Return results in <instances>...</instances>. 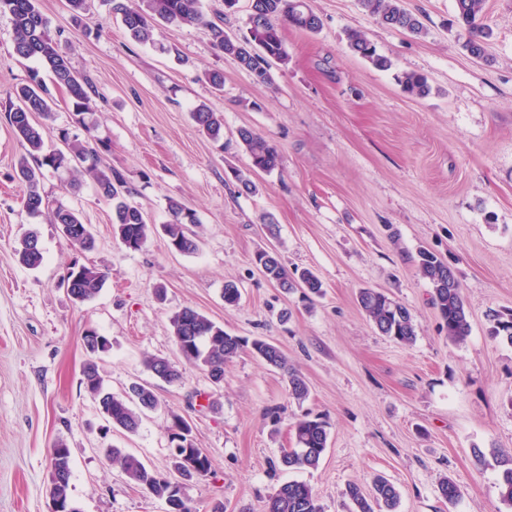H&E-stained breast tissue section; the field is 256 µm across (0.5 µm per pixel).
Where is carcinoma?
Listing matches in <instances>:
<instances>
[{
	"label": "carcinoma",
	"mask_w": 512,
	"mask_h": 512,
	"mask_svg": "<svg viewBox=\"0 0 512 512\" xmlns=\"http://www.w3.org/2000/svg\"><path fill=\"white\" fill-rule=\"evenodd\" d=\"M112 13L118 17L128 37L139 44H156L158 24H194L203 21L199 0H109ZM361 9L377 17L387 27L406 32L415 37L425 34L420 18L402 6V0H358ZM485 0H454L457 25L465 32L462 48L472 57L489 61L487 51L490 30L481 22ZM0 12L12 17L14 26L13 54L23 60L35 59L63 86L70 98L73 111L80 117L91 110L92 96L96 90L92 80L72 67L64 51L59 35L52 32L50 22L39 7V0H0ZM211 41L216 50L233 57L241 68L249 72L255 81L270 80V60L286 65L289 56L285 48L283 29L291 27L307 33L321 28V18L314 11L311 0H251L247 34L232 38L224 26L207 23ZM349 49L378 70H389L391 59L380 53L376 45L359 30L347 34ZM402 90L412 96L423 97L430 93L427 78L417 72H406L399 78ZM51 100L46 96L39 70L31 71L29 81L13 90L10 95L9 125L15 138L24 148L16 168V177L24 190V206L32 215H46L52 224L66 226L69 244L82 251L93 249L94 238L87 225L71 208L59 203L50 206L41 189L43 170L62 172L67 176L66 186L79 187L83 178L91 177L97 194L112 202V224L121 243L130 250H139L148 237L149 225L142 209L130 200L133 195L125 176L114 168L99 165L100 146L96 139L83 140L70 135L66 129L58 131L62 147L45 150L43 127L34 116H50ZM199 132L218 141L224 136L223 116L207 105H199L193 112ZM238 143L250 158L248 172L233 171L239 192L253 194L258 186L251 175L271 173L278 169L281 157L262 134L252 129L238 131ZM171 220L164 225L169 245H176L180 252L190 254L198 250L197 235L191 226L199 223L197 213L179 200H168ZM19 262L34 269L43 260L42 248L36 233L29 232L15 249ZM255 259L263 264L264 275L287 292L301 290L304 295L321 292L322 284L309 269L292 272L282 264L277 253L260 250ZM418 271L432 287L431 300L448 334V340L456 345L466 343L471 333L469 314L465 305L460 281L455 270L430 251L418 255ZM105 273L93 265L73 264L69 267L65 282L69 293L85 302L100 291ZM361 309L375 328L403 344L416 339V327L410 310L383 292L363 288L357 297ZM493 334L512 343V313L492 314ZM172 335L183 357L210 371L216 381L224 378V365L238 353L249 351L268 365L284 371L288 379V393L300 401L309 393L305 378L288 367V359L274 343L264 337L252 339L232 335L207 316L192 307H184L170 318ZM85 349L91 350L82 367L81 384L97 402L98 407L109 414V425L129 433L138 431L141 412L154 410L159 400L150 384L135 383L126 396H117L103 388V380L97 363V355L110 348L109 340L96 332H85ZM149 370L160 380L172 384L181 379L177 366L161 357L146 359ZM171 422L184 426L186 435L180 454L172 455L171 466L176 477L172 478L146 466L136 456L112 449L110 460L119 467L127 480L152 496L171 504L170 512H194L188 497L175 498L173 487L177 479L192 482L211 472L208 455L195 447L192 427L178 414H171ZM296 446L282 451L279 464L288 470L315 468L327 447L326 422L304 415L294 423ZM493 458L502 468L499 484L500 498L512 505V452L493 449ZM50 467L65 471V483L55 492L61 512H76L70 497L72 458L70 449L62 441L57 442L50 453ZM345 496L350 502V512H393L399 498L396 487L383 477L373 481L370 493L363 492L355 483L348 485ZM266 512H322L313 488L300 481L282 484L268 499Z\"/></svg>",
	"instance_id": "cac0c4a2"
}]
</instances>
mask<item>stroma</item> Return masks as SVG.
<instances>
[{
	"label": "stroma",
	"mask_w": 512,
	"mask_h": 512,
	"mask_svg": "<svg viewBox=\"0 0 512 512\" xmlns=\"http://www.w3.org/2000/svg\"><path fill=\"white\" fill-rule=\"evenodd\" d=\"M426 32L414 37L381 24L358 0H312L318 33L284 32L288 64L272 62L263 84L211 46L201 25L162 26L160 44L188 57L179 65L159 46L130 41L103 0H91L87 28L67 0H40L73 67L97 90L76 121L65 89L42 79L55 106L45 141L59 129L102 142V162L124 174L151 231L142 249L114 235L112 205L92 180L76 190L46 171L50 201L74 209L95 237L79 251L57 225L23 207L14 164L23 152L7 120V97L27 82L36 60L12 58L13 23L0 13V512H49L50 451L64 441L73 459L70 494L78 512H165L129 483L106 454L117 447L164 470L170 464L171 414L188 419L210 474L187 485L196 512H265L284 482L316 491L323 512H345L348 484L375 477L400 493L397 512H512L494 460L477 464L474 449L512 448V344L493 336L490 310H512V0H486L492 31L489 62L471 58L452 25L453 0H403ZM363 31L393 67L375 69L352 53L346 32ZM224 74L215 91L204 71ZM427 76L431 92H402L397 74ZM201 104L224 117V141L198 132ZM261 132L281 168L239 192L232 169L249 167L239 129ZM196 210L199 248L169 249L161 227L169 199ZM279 226L268 239L260 218ZM36 231L43 250L35 269L15 249ZM275 248L288 267L311 269L323 294L312 302L273 286L254 262ZM452 266L470 315L471 334L449 342L417 272L419 250ZM92 264L107 278L90 301L75 302L61 285L72 263ZM235 281L238 304L224 302ZM164 287L157 298L156 287ZM372 288L405 304L417 336L402 345L379 333L357 301ZM192 307L230 334L262 336L307 380L304 401L288 394L287 377L251 353H240L214 385L180 358L170 318ZM110 342L98 365L105 387L123 393L150 383L160 401L137 433L109 429L81 383L86 330ZM165 357L179 382L157 380L145 364ZM324 419L328 447L314 469H281L295 445L294 421ZM461 489L456 502L438 492L442 478Z\"/></svg>",
	"instance_id": "stroma-1"
}]
</instances>
